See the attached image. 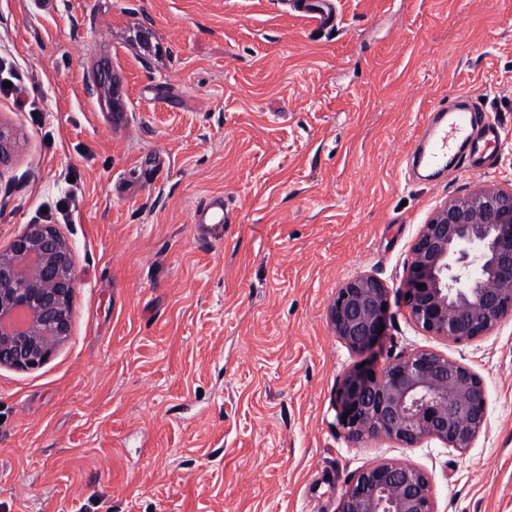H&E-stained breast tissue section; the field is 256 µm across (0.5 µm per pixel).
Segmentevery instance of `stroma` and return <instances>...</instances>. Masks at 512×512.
<instances>
[{"mask_svg": "<svg viewBox=\"0 0 512 512\" xmlns=\"http://www.w3.org/2000/svg\"><path fill=\"white\" fill-rule=\"evenodd\" d=\"M0 0V250L68 242L67 340L0 367V512H337L372 464L426 473L436 512H512V317L452 343L418 329L406 265L446 198L512 187V0ZM115 97H89L94 74ZM478 98L491 167L408 158L428 114ZM236 221L198 241L195 206ZM362 272L388 287L374 355L329 326ZM427 349L479 375L487 426L459 451L353 441L339 381ZM233 212L224 197H212L197 205L191 221L198 230L204 232L209 227L230 224Z\"/></svg>", "mask_w": 512, "mask_h": 512, "instance_id": "1", "label": "stroma"}]
</instances>
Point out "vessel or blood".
Masks as SVG:
<instances>
[{
    "instance_id": "obj_1",
    "label": "vessel or blood",
    "mask_w": 512,
    "mask_h": 512,
    "mask_svg": "<svg viewBox=\"0 0 512 512\" xmlns=\"http://www.w3.org/2000/svg\"><path fill=\"white\" fill-rule=\"evenodd\" d=\"M479 105L468 101L465 108H437L427 128L426 140L417 146L415 153L424 168L440 171L448 165V153L454 147H461V161L466 162L470 171L481 172L487 160L484 152L488 142L500 141L501 131L497 124H477L475 114ZM233 210L222 197H213L198 204L191 221L198 230L230 223Z\"/></svg>"
}]
</instances>
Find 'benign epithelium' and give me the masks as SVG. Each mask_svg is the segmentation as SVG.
<instances>
[{
	"label": "benign epithelium",
	"instance_id": "7a95c632",
	"mask_svg": "<svg viewBox=\"0 0 512 512\" xmlns=\"http://www.w3.org/2000/svg\"><path fill=\"white\" fill-rule=\"evenodd\" d=\"M91 96L110 93L103 75ZM78 276L71 249L49 225L31 224L0 251V366L42 364L69 336ZM407 305L423 331L454 343L491 332L512 314V188L484 185L437 206L422 225L406 267ZM386 285L361 273L330 307L334 335L350 351L373 349L386 323ZM350 437L383 436L406 445L435 438L463 451L487 424V398L471 368L418 350L374 370L356 366L337 392ZM337 512H435L428 476L381 462L360 471Z\"/></svg>",
	"mask_w": 512,
	"mask_h": 512
}]
</instances>
